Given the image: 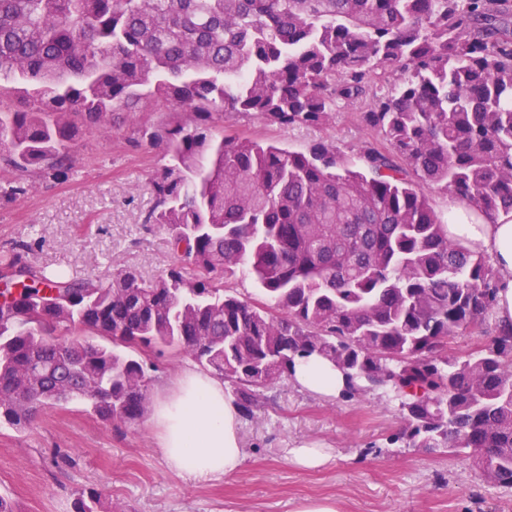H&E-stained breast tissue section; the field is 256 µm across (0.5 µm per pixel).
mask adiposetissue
<instances>
[{"label": "adipose tissue", "instance_id": "adipose-tissue-1", "mask_svg": "<svg viewBox=\"0 0 512 512\" xmlns=\"http://www.w3.org/2000/svg\"><path fill=\"white\" fill-rule=\"evenodd\" d=\"M448 231L468 249L491 258L500 274L495 314L500 322L512 323V214L452 224ZM291 380L327 400L341 395L346 386L343 373L320 357L298 360ZM150 420L159 429L158 450L171 470L205 481L240 469L244 452L239 407L220 377L182 371L153 402Z\"/></svg>", "mask_w": 512, "mask_h": 512}]
</instances>
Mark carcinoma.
<instances>
[{
    "label": "carcinoma",
    "instance_id": "cac0c4a2",
    "mask_svg": "<svg viewBox=\"0 0 512 512\" xmlns=\"http://www.w3.org/2000/svg\"><path fill=\"white\" fill-rule=\"evenodd\" d=\"M156 101L167 119L127 141L169 157L142 223L177 262L107 282L1 257L0 423L74 400L134 421L144 354L164 348L250 413L317 355L345 374L342 396L399 401L393 441L478 448L483 475L512 487V324L448 356L494 312L498 273L422 192L476 218L512 212V0H0V172L65 178L83 135ZM342 108L366 135L352 155L215 134L227 114L321 128ZM29 189L0 181V200ZM240 269L267 301L224 288ZM105 497L82 491L75 512ZM495 315L490 317L486 325L476 326L467 330L464 334L455 336L449 341L448 355L455 357H463L472 351L475 347L482 345L489 338L491 326L494 322Z\"/></svg>",
    "mask_w": 512,
    "mask_h": 512
}]
</instances>
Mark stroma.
Instances as JSON below:
<instances>
[{"instance_id":"35a3bbf8","label":"stroma","mask_w":512,"mask_h":512,"mask_svg":"<svg viewBox=\"0 0 512 512\" xmlns=\"http://www.w3.org/2000/svg\"><path fill=\"white\" fill-rule=\"evenodd\" d=\"M224 127L296 150L329 136L349 153L365 138L347 110L325 130L272 127L255 114L225 116ZM75 160L74 176L0 204V255L24 243L50 271L108 277L118 262L157 276L174 255L165 231L142 219L154 204L149 178L166 162L162 151L130 146L120 129L101 126ZM401 425L399 403L385 390L326 401L286 381L242 420L240 471L195 482L167 467L149 416L113 423L73 401L23 429L0 424V492L17 512H74L78 492L92 488L105 490L106 512H296L317 499L339 512H512V487L482 476L470 451L392 442ZM311 444L330 449L326 465L289 461V449Z\"/></svg>"}]
</instances>
